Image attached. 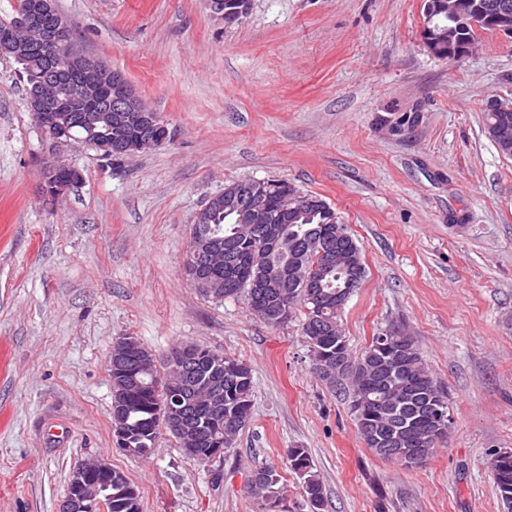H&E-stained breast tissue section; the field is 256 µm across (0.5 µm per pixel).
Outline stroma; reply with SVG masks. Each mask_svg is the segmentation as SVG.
<instances>
[{"label":"stroma","mask_w":512,"mask_h":512,"mask_svg":"<svg viewBox=\"0 0 512 512\" xmlns=\"http://www.w3.org/2000/svg\"><path fill=\"white\" fill-rule=\"evenodd\" d=\"M56 6L171 138L113 164L55 147L0 54V512H59L91 456L128 476L142 512H258L259 462L282 475L285 512H307L291 448L307 449L326 512H502L489 460L512 450V158L484 112L512 99V39L439 58L422 0H252L232 25L208 0ZM58 158L83 179L50 203L42 170ZM248 179L320 195L357 239L353 353L404 331L448 393V443L421 465L364 445L346 394L310 369L301 317L270 328L185 276L197 212ZM128 334L161 370L189 342L250 366L252 419L223 460L189 461L166 432L146 458L116 446L107 360Z\"/></svg>","instance_id":"1"}]
</instances>
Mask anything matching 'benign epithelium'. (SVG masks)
<instances>
[{
  "label": "benign epithelium",
  "instance_id": "7a95c632",
  "mask_svg": "<svg viewBox=\"0 0 512 512\" xmlns=\"http://www.w3.org/2000/svg\"><path fill=\"white\" fill-rule=\"evenodd\" d=\"M210 8L225 24L242 20L249 12L251 0H209ZM448 10L452 25L441 28L433 18ZM423 36L435 55L450 59L467 55L473 41L464 32L490 29L512 36V0H469L465 7L459 0H423ZM66 24L56 13V0H28L25 12L16 24L0 35V52L24 60L39 54L46 66L39 82L28 89V104L43 136L55 146L73 144V129L82 133L79 142L95 147L106 159L126 157L157 147L171 138L162 117L148 108L125 75L99 59L74 47L69 49L65 64L59 63L66 46ZM65 176L44 183L46 197L55 201L65 195L82 178L81 172L69 165ZM268 180H250L241 193L224 201L219 192L197 213L195 223L208 224L214 213L224 209L238 214L244 224H284L294 210L297 198L294 186L282 184L284 207L268 205ZM222 247L212 238L196 234L190 238L183 270L187 277L206 288H219L218 279L202 278L203 266L219 265ZM173 424L186 429L188 413L183 393L174 398ZM69 493L60 512H85L102 504V490L112 484V467L104 460L89 457L70 473Z\"/></svg>",
  "mask_w": 512,
  "mask_h": 512
}]
</instances>
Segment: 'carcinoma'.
Masks as SVG:
<instances>
[{
  "label": "carcinoma",
  "instance_id": "1",
  "mask_svg": "<svg viewBox=\"0 0 512 512\" xmlns=\"http://www.w3.org/2000/svg\"><path fill=\"white\" fill-rule=\"evenodd\" d=\"M501 113L487 112L485 129L505 156L512 157V118L501 132ZM337 225L318 210L302 209L292 224L284 225V252L265 251L249 224H236L218 214L203 225L207 236L227 244L224 266L214 277L224 283V298L244 297L251 313L271 328L279 327L301 312L302 336L307 344L312 373L329 388H348L352 414L359 434L376 455L405 467L423 463L437 446L447 442L450 429L437 431L432 414H448V394L429 372L410 336L399 330L372 338L356 356L349 348L336 308V293L343 290L353 263L364 264L362 249L351 233L339 237ZM333 239L331 250L322 242ZM121 353H112V417L130 433L124 451L147 457L170 416L167 377L160 376L156 357L135 336H121ZM186 356L196 384L192 414L199 428L175 438L189 460L209 463L213 449L229 452L248 426L253 408V374L242 360L222 352L185 344L171 352ZM382 432L404 440L400 448L381 453L370 436ZM288 469L301 480L308 512H325L323 485L304 448H290ZM493 489L512 512V451L492 454ZM248 489L259 512H274L282 504L285 486L281 474L264 463L253 467ZM112 512H141L136 486L119 470H112Z\"/></svg>",
  "mask_w": 512,
  "mask_h": 512
}]
</instances>
